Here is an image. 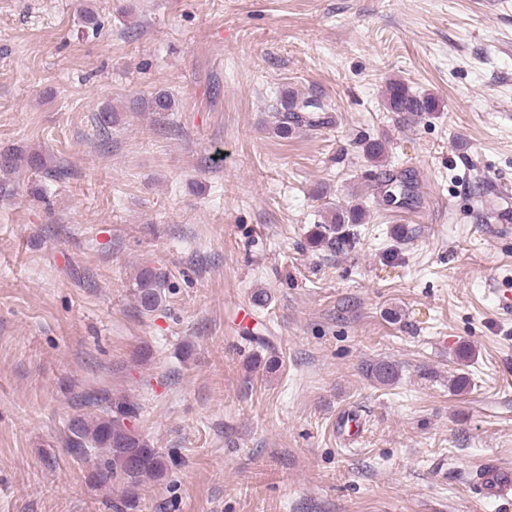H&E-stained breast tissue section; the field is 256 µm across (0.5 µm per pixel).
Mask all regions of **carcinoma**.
<instances>
[{
  "label": "carcinoma",
  "mask_w": 512,
  "mask_h": 512,
  "mask_svg": "<svg viewBox=\"0 0 512 512\" xmlns=\"http://www.w3.org/2000/svg\"><path fill=\"white\" fill-rule=\"evenodd\" d=\"M385 98L391 112H435L438 109L436 98L416 93L402 81H390ZM331 111L332 108L317 97H299L285 91L277 100L273 131L286 137L303 126H329L333 123ZM363 151L372 163L378 165L383 161L384 146L381 141L364 140ZM24 163L52 180L67 175L61 166H45L43 158L38 154L24 158L14 153H0V171L15 170ZM386 193L390 200L396 195L408 201L413 198L412 180L405 177L396 183L392 182ZM366 213V207L361 202L346 207L334 206L329 210L327 221L317 225V231L311 238L316 244L342 251L350 243V234L346 233L344 226L363 223ZM163 287L162 274L152 270H145L136 278L135 297L144 311L153 312L161 306ZM370 373L381 384H389L396 377L393 366L385 362L372 365ZM78 401L81 406L96 408L97 414L74 418L69 428L68 445L77 456L92 450L100 453V467L95 475L99 485H120L129 491L147 479L163 475L166 470L165 457L138 431V403L125 397L114 398L107 391L83 394Z\"/></svg>",
  "instance_id": "cac0c4a2"
}]
</instances>
